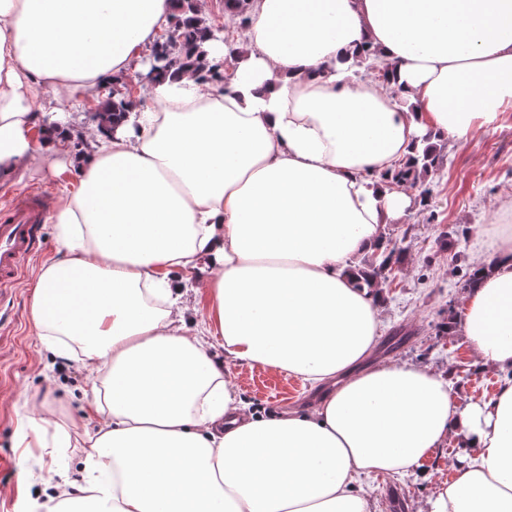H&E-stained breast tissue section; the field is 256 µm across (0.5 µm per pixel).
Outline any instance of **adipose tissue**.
<instances>
[{
	"label": "adipose tissue",
	"instance_id": "1",
	"mask_svg": "<svg viewBox=\"0 0 512 512\" xmlns=\"http://www.w3.org/2000/svg\"><path fill=\"white\" fill-rule=\"evenodd\" d=\"M171 0H0V184L67 158L53 216L65 250L36 276L30 318L91 377L81 419L21 438L81 442L83 480L49 512H371L359 476H403L448 440L455 480L426 512H512V225L484 243L488 274L459 328L496 392L461 403L448 376L376 362L379 299L354 269L411 206L389 173L427 133L465 143L512 108V0H252L217 83L147 77L136 109L72 155L68 114L145 72ZM390 67L386 85L356 63ZM59 92L46 112L34 105ZM210 314L185 325V272ZM298 377L312 410L247 412L209 355Z\"/></svg>",
	"mask_w": 512,
	"mask_h": 512
}]
</instances>
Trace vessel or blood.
Segmentation results:
<instances>
[{
	"label": "vessel or blood",
	"instance_id": "1",
	"mask_svg": "<svg viewBox=\"0 0 512 512\" xmlns=\"http://www.w3.org/2000/svg\"><path fill=\"white\" fill-rule=\"evenodd\" d=\"M51 205L46 195L28 193L26 201L0 212V285L24 272V261L39 249V231Z\"/></svg>",
	"mask_w": 512,
	"mask_h": 512
}]
</instances>
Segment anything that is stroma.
Listing matches in <instances>:
<instances>
[{"mask_svg": "<svg viewBox=\"0 0 512 512\" xmlns=\"http://www.w3.org/2000/svg\"><path fill=\"white\" fill-rule=\"evenodd\" d=\"M443 166L428 178L429 207L412 205L385 225L388 239L404 238L406 252L397 280L383 288L380 315L384 329L377 358L410 361L450 375L453 394L476 401L496 388V375L474 367L464 336L443 334L440 326L458 317L466 290L463 275L474 264L482 233L512 225V109L500 126L479 132L467 143L443 140ZM63 181L53 163L28 172L22 184H0V209L20 201L32 189L59 193ZM52 222L41 226V251L25 276L0 290V512H23L25 492H37L66 470L70 482L83 477L78 448L20 447L19 424L41 418L53 408L77 418L82 414L88 374L74 361L56 358L30 322L32 282L39 267L63 258ZM248 409L264 416L292 406L314 404L302 380L245 363H225ZM456 443H449L424 465L427 478L396 479L371 475L372 512H418L456 475Z\"/></svg>", "mask_w": 512, "mask_h": 512, "instance_id": "obj_1", "label": "stroma"}]
</instances>
